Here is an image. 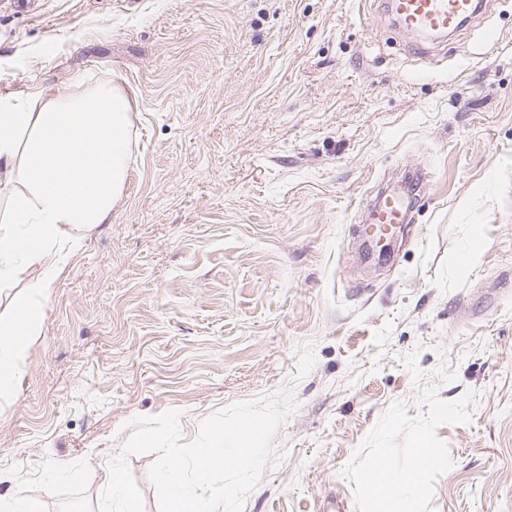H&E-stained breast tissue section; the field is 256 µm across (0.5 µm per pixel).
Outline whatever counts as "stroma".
I'll list each match as a JSON object with an SVG mask.
<instances>
[{"label":"stroma","instance_id":"obj_1","mask_svg":"<svg viewBox=\"0 0 512 512\" xmlns=\"http://www.w3.org/2000/svg\"><path fill=\"white\" fill-rule=\"evenodd\" d=\"M417 46L383 0H0V94L133 99L126 190L0 396V495L98 512L135 417L178 410L188 443L285 394L242 512H367L365 462L424 435L448 464L419 512H512V0ZM417 169L363 264L364 214Z\"/></svg>","mask_w":512,"mask_h":512}]
</instances>
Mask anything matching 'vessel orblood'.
<instances>
[{
	"mask_svg": "<svg viewBox=\"0 0 512 512\" xmlns=\"http://www.w3.org/2000/svg\"><path fill=\"white\" fill-rule=\"evenodd\" d=\"M387 8L404 32L427 39L460 33L478 15L477 0H387ZM417 180L388 186L371 210L370 222L382 229L404 223Z\"/></svg>",
	"mask_w": 512,
	"mask_h": 512,
	"instance_id": "vessel-or-blood-1",
	"label": "vessel or blood"
}]
</instances>
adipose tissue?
I'll return each instance as SVG.
<instances>
[{"label":"adipose tissue","mask_w":512,"mask_h":512,"mask_svg":"<svg viewBox=\"0 0 512 512\" xmlns=\"http://www.w3.org/2000/svg\"><path fill=\"white\" fill-rule=\"evenodd\" d=\"M74 84L69 93L0 96V285L26 281L0 314V393L18 381L49 288L87 233L109 222L125 186L131 98L109 80ZM430 448L420 438L399 471L367 464L368 512H418Z\"/></svg>","instance_id":"adipose-tissue-1"}]
</instances>
